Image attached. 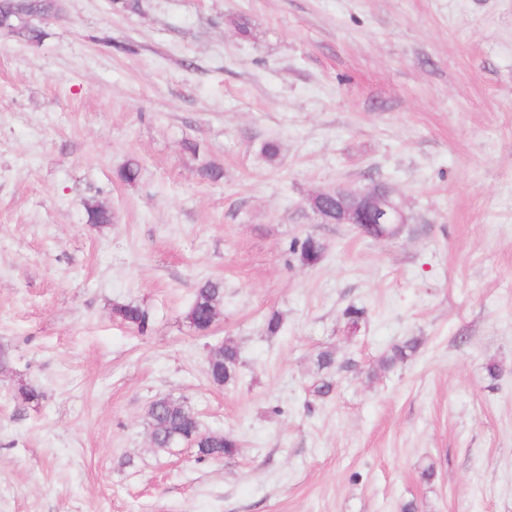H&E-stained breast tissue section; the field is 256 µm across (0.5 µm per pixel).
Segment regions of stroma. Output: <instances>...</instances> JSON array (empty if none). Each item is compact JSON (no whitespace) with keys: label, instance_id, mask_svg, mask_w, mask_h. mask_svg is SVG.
<instances>
[{"label":"stroma","instance_id":"1","mask_svg":"<svg viewBox=\"0 0 512 512\" xmlns=\"http://www.w3.org/2000/svg\"><path fill=\"white\" fill-rule=\"evenodd\" d=\"M59 4L39 40L0 35V512H512V0ZM379 183L408 216L391 241L306 204ZM308 234L314 266L289 251ZM204 278L224 307L202 336ZM228 336L242 375L217 388ZM159 395L239 454L156 452ZM224 302V285L219 280H200L185 319L190 327L200 335H206L214 326L219 306ZM113 312L127 325L143 333L149 326V312L141 305L135 303H121L113 306ZM241 365L240 347L234 338L228 336L218 346L216 357L207 360L206 377L219 387L235 383L239 379ZM420 343L417 338H409L401 344L393 345L379 359V365L383 369H391L407 360L417 351ZM315 365L320 378L314 387V393L318 396H328L336 387V381L333 380V374L339 371L336 353L332 350H322L316 356Z\"/></svg>","mask_w":512,"mask_h":512}]
</instances>
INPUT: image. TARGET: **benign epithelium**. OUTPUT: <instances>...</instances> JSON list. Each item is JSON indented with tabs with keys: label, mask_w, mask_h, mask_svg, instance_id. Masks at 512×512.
I'll list each match as a JSON object with an SVG mask.
<instances>
[{
	"label": "benign epithelium",
	"mask_w": 512,
	"mask_h": 512,
	"mask_svg": "<svg viewBox=\"0 0 512 512\" xmlns=\"http://www.w3.org/2000/svg\"><path fill=\"white\" fill-rule=\"evenodd\" d=\"M332 194L338 201L344 196L351 201L349 206L336 205V216L331 220L333 224H353L358 228L363 224H381L390 228H400L407 224L408 217L402 200L393 192L377 187L361 190L340 185L313 193L306 203L313 208L315 201L325 200Z\"/></svg>",
	"instance_id": "1"
}]
</instances>
